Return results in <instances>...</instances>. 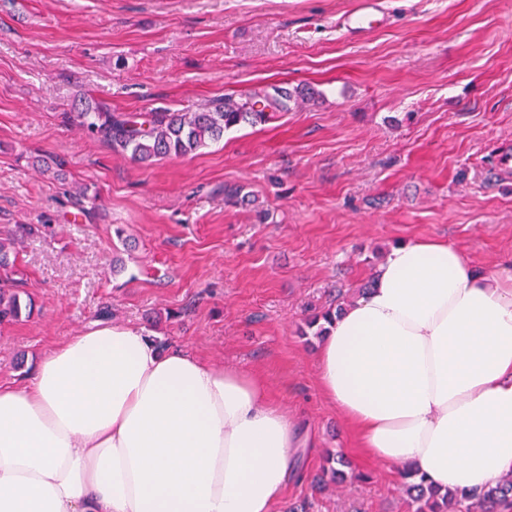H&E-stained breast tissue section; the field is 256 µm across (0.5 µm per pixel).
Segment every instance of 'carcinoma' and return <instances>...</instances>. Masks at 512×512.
Instances as JSON below:
<instances>
[{
    "label": "carcinoma",
    "mask_w": 512,
    "mask_h": 512,
    "mask_svg": "<svg viewBox=\"0 0 512 512\" xmlns=\"http://www.w3.org/2000/svg\"><path fill=\"white\" fill-rule=\"evenodd\" d=\"M316 95L311 87L293 91L274 87L239 97L226 95L195 112L156 109L116 114L86 102L76 113V120L87 135L120 150L134 163L147 168L161 158L193 153L210 141L220 140L224 132L233 127L274 120L280 113L290 111L297 101H313ZM13 245L12 239L0 241V324L19 320L22 311L32 307L30 302L25 305L21 302V280L15 278L9 258ZM402 475L409 480L408 491L416 503V512H458L460 509L498 512L512 506L511 476L480 496L464 495L459 500L450 492L440 495L426 489L423 483L416 482L417 473L413 470L405 469Z\"/></svg>",
    "instance_id": "carcinoma-1"
}]
</instances>
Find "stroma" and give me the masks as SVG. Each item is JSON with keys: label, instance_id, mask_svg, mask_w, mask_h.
I'll list each match as a JSON object with an SVG mask.
<instances>
[{"label": "stroma", "instance_id": "obj_1", "mask_svg": "<svg viewBox=\"0 0 512 512\" xmlns=\"http://www.w3.org/2000/svg\"><path fill=\"white\" fill-rule=\"evenodd\" d=\"M378 2L382 23L348 37L358 0H0V238L33 304L0 325V382L94 322L129 326L259 374L311 422L273 512H415L400 467L360 456L325 400L306 322L413 238L512 268V0ZM272 85L320 96L147 169L71 118L82 98L194 112ZM81 190L95 206L72 204ZM330 453L343 482L319 481Z\"/></svg>", "mask_w": 512, "mask_h": 512}]
</instances>
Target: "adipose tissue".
<instances>
[{
    "mask_svg": "<svg viewBox=\"0 0 512 512\" xmlns=\"http://www.w3.org/2000/svg\"><path fill=\"white\" fill-rule=\"evenodd\" d=\"M316 365L370 459L442 493L512 476V270L399 243ZM312 445L253 374L98 323L0 382V512H272Z\"/></svg>",
    "mask_w": 512,
    "mask_h": 512,
    "instance_id": "1",
    "label": "adipose tissue"
}]
</instances>
